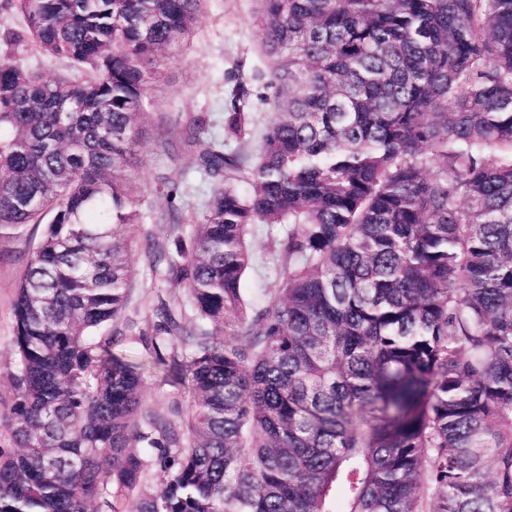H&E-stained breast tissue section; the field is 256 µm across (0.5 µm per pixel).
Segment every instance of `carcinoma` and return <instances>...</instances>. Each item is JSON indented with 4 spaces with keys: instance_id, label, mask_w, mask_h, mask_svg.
<instances>
[{
    "instance_id": "cac0c4a2",
    "label": "carcinoma",
    "mask_w": 512,
    "mask_h": 512,
    "mask_svg": "<svg viewBox=\"0 0 512 512\" xmlns=\"http://www.w3.org/2000/svg\"><path fill=\"white\" fill-rule=\"evenodd\" d=\"M14 2L6 40L84 76L0 61V239L44 225L12 304L0 512H512V0H258L274 117L247 167L250 78L223 139L187 117L213 189L143 229L151 284L184 290L150 330L128 182L203 0ZM257 223L284 227L262 304ZM132 339L186 409L146 404L114 353ZM140 229V227H139ZM139 229L133 234V306H138V321L142 326L152 323V302H157L153 288H140L146 277L147 261L143 254V241Z\"/></svg>"
}]
</instances>
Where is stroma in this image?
Returning <instances> with one entry per match:
<instances>
[{
  "label": "stroma",
  "instance_id": "obj_1",
  "mask_svg": "<svg viewBox=\"0 0 512 512\" xmlns=\"http://www.w3.org/2000/svg\"><path fill=\"white\" fill-rule=\"evenodd\" d=\"M259 4L257 0H207L198 24L186 47L173 53L167 61L163 80L154 91L155 102L145 127V142L140 161L131 174L130 191L140 200L144 224L155 223L163 204L160 191L175 190V202L183 210H199L210 193L195 169L190 151H183L178 161H170L157 150V133L179 139L186 116L195 112L210 115V136L224 135V101L228 78L242 70L253 84V127L250 137L239 147L246 159H253L261 137L271 119L270 103L275 89L269 82L268 63L259 41ZM13 60L25 68L55 78L66 74L63 61L44 56L25 45H12L0 40V59ZM27 241H2L0 249L13 251V259L0 262V362L8 358V347L14 335L12 303L15 283L25 264L28 241L38 240L41 230L28 226ZM279 229L260 224L255 240L259 258L246 276L244 286L251 296L267 299L279 280L280 262L277 242ZM147 261L141 235L133 237L132 301L138 306L140 324L153 320L152 304L158 296L170 295L169 287L153 290L144 287Z\"/></svg>",
  "mask_w": 512,
  "mask_h": 512
}]
</instances>
